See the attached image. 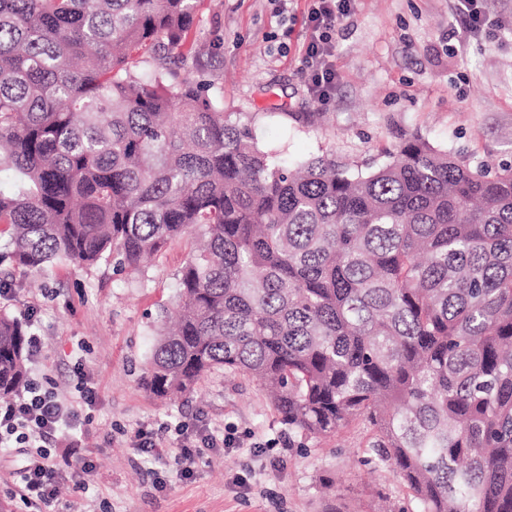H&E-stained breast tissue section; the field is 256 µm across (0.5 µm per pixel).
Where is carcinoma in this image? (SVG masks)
I'll use <instances>...</instances> for the list:
<instances>
[{
    "label": "carcinoma",
    "mask_w": 512,
    "mask_h": 512,
    "mask_svg": "<svg viewBox=\"0 0 512 512\" xmlns=\"http://www.w3.org/2000/svg\"><path fill=\"white\" fill-rule=\"evenodd\" d=\"M201 0H0L12 262L142 275L191 239L143 386L260 381L308 439L361 420L417 512H512V164L414 136L288 166L182 72ZM0 313V397L28 380Z\"/></svg>",
    "instance_id": "carcinoma-1"
}]
</instances>
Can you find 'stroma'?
<instances>
[{
  "instance_id": "stroma-1",
  "label": "stroma",
  "mask_w": 512,
  "mask_h": 512,
  "mask_svg": "<svg viewBox=\"0 0 512 512\" xmlns=\"http://www.w3.org/2000/svg\"><path fill=\"white\" fill-rule=\"evenodd\" d=\"M482 3L498 24L464 42L451 0H353L336 28V87L322 107L307 91L310 0L285 12L278 0H205L198 65L225 111L252 116L259 142L291 161L331 151L362 169L421 136L474 161L512 162V0ZM187 254L173 243L142 276L106 262L30 272L0 259V311L41 337L43 384L73 403L88 448L87 472L62 479L45 512H416L399 474L370 452L365 424L301 437L243 374L213 372L171 402L146 392L160 309L175 300ZM81 373L95 390L89 404ZM184 423L236 441L181 476ZM158 427L162 460L144 463L134 433ZM25 464L19 450L0 452V512H26L16 477Z\"/></svg>"
}]
</instances>
